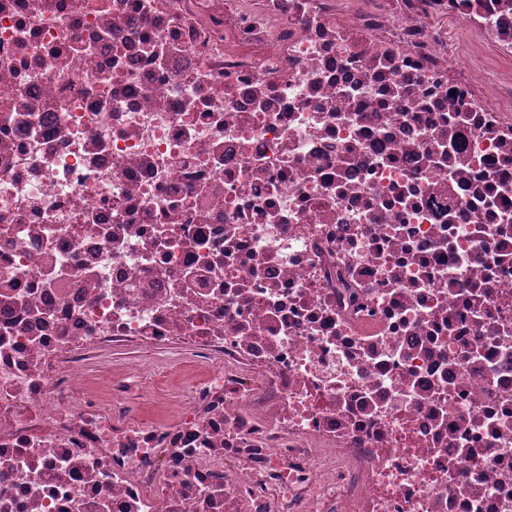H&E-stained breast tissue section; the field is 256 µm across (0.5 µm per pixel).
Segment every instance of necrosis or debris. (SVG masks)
Wrapping results in <instances>:
<instances>
[{
    "label": "necrosis or debris",
    "instance_id": "necrosis-or-debris-1",
    "mask_svg": "<svg viewBox=\"0 0 512 512\" xmlns=\"http://www.w3.org/2000/svg\"><path fill=\"white\" fill-rule=\"evenodd\" d=\"M452 19L512 53V0H0V512H512V71ZM125 345L209 365L175 421L86 397Z\"/></svg>",
    "mask_w": 512,
    "mask_h": 512
}]
</instances>
